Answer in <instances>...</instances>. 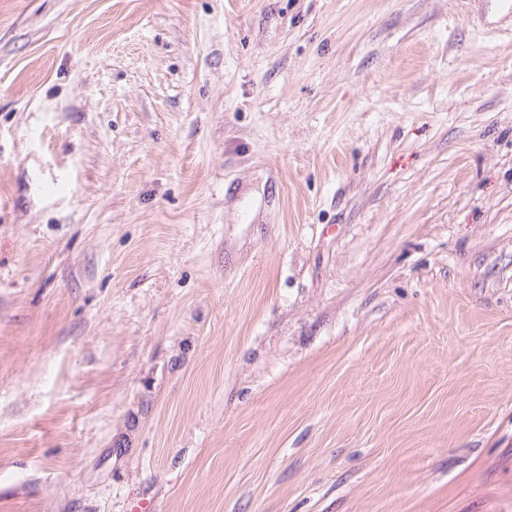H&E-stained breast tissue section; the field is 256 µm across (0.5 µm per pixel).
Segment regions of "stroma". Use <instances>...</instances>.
Masks as SVG:
<instances>
[{
    "label": "stroma",
    "instance_id": "stroma-1",
    "mask_svg": "<svg viewBox=\"0 0 512 512\" xmlns=\"http://www.w3.org/2000/svg\"><path fill=\"white\" fill-rule=\"evenodd\" d=\"M495 19L0 0V512H512Z\"/></svg>",
    "mask_w": 512,
    "mask_h": 512
}]
</instances>
